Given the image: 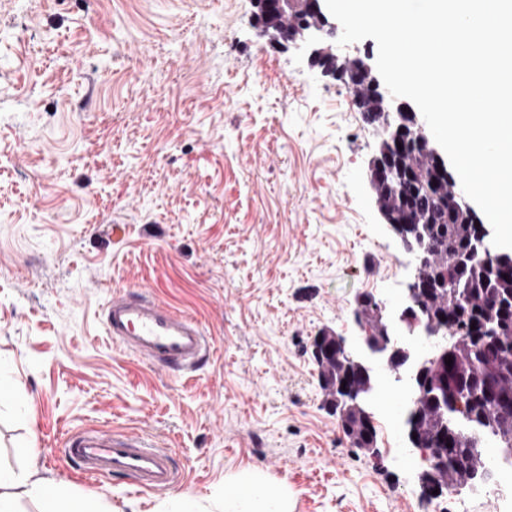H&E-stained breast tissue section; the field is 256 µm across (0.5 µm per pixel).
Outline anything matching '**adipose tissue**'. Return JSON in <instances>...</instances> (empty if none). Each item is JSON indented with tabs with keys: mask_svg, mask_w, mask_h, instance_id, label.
<instances>
[{
	"mask_svg": "<svg viewBox=\"0 0 512 512\" xmlns=\"http://www.w3.org/2000/svg\"><path fill=\"white\" fill-rule=\"evenodd\" d=\"M41 504L40 512H100L96 502L72 496L62 489L20 476L0 467V512H19L15 489ZM224 512H290L288 498L270 493L262 479L236 481L224 492Z\"/></svg>",
	"mask_w": 512,
	"mask_h": 512,
	"instance_id": "adipose-tissue-1",
	"label": "adipose tissue"
}]
</instances>
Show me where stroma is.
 Returning a JSON list of instances; mask_svg holds the SVG:
<instances>
[{"label":"stroma","mask_w":512,"mask_h":512,"mask_svg":"<svg viewBox=\"0 0 512 512\" xmlns=\"http://www.w3.org/2000/svg\"><path fill=\"white\" fill-rule=\"evenodd\" d=\"M257 0H0V466L101 512H224L254 473L292 512H512L428 500L378 366L377 454L350 445L312 354L354 339L358 298L398 302L409 257L367 181L378 140L351 90L273 45ZM25 29V43L14 39ZM194 316L209 356L180 375L106 335L117 289ZM97 425L168 449L156 493L59 449Z\"/></svg>","instance_id":"1"}]
</instances>
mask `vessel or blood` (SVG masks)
I'll use <instances>...</instances> for the list:
<instances>
[{"label":"vessel or blood","mask_w":512,"mask_h":512,"mask_svg":"<svg viewBox=\"0 0 512 512\" xmlns=\"http://www.w3.org/2000/svg\"><path fill=\"white\" fill-rule=\"evenodd\" d=\"M102 321L107 336L155 367L189 372L211 351V339L197 319L144 290L113 291ZM63 451L88 475L122 477L142 493L166 490L178 480L168 450L137 434L84 428L67 434Z\"/></svg>","instance_id":"1"}]
</instances>
